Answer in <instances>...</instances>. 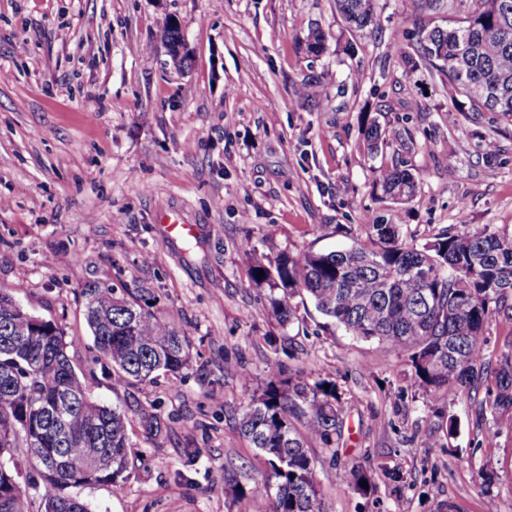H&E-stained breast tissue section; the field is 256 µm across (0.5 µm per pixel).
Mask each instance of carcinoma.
Wrapping results in <instances>:
<instances>
[{
    "mask_svg": "<svg viewBox=\"0 0 512 512\" xmlns=\"http://www.w3.org/2000/svg\"><path fill=\"white\" fill-rule=\"evenodd\" d=\"M335 7L350 29L378 30V0H335ZM405 18L414 25L401 53L410 71L437 75L460 112H495L512 121V0H407ZM164 41L173 64L185 67L179 26L166 27ZM361 136L376 154L401 133L367 116ZM374 183L399 202L414 197L419 177L395 164L378 168ZM364 226V240L348 249L287 250L267 265H252V282L269 290L271 315L287 325L294 299L307 297L348 334L407 356L418 384L448 394L474 387L485 368L490 325L512 320V236L486 224L450 229L419 247L407 241L402 224L367 214ZM82 297L94 346L112 363L114 389L188 366L191 341L181 326L105 283H89ZM486 411L495 422L486 441L512 430V353L496 368V392L479 407ZM345 412L335 382L270 373L239 421L267 465L250 492L253 512H324L309 443H338ZM127 424L124 411L90 398L59 326L30 315L0 289V512H25L16 480L19 448L35 462L28 489L41 512H91L64 490L126 480L133 448ZM105 456L108 469L97 465Z\"/></svg>",
    "mask_w": 512,
    "mask_h": 512,
    "instance_id": "1",
    "label": "carcinoma"
}]
</instances>
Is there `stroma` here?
Instances as JSON below:
<instances>
[{
    "label": "stroma",
    "instance_id": "obj_1",
    "mask_svg": "<svg viewBox=\"0 0 512 512\" xmlns=\"http://www.w3.org/2000/svg\"><path fill=\"white\" fill-rule=\"evenodd\" d=\"M380 6V32L361 35L333 0H0V289L62 328L91 397L126 410L134 444L120 485L76 489L93 512H250L233 489L260 483L265 464L238 421L274 368L332 380L346 402L338 446L309 448L325 512H512V433L486 443L492 420L478 415L492 375L474 393L422 388L407 357L327 327L311 303L280 325L250 278L275 248L352 246L368 213H401L418 245L451 227L512 234V122L449 111L439 78L398 53L413 29L400 0ZM171 18L185 69L163 39ZM315 29L317 55L304 47ZM310 82L320 96L301 94ZM368 112L411 143L368 157ZM489 137L501 145L490 165ZM395 162L421 175L401 205L373 187ZM174 221L202 242L195 259L167 235ZM91 281L145 289L190 336L189 367L113 391L85 321ZM354 465L369 492L343 481Z\"/></svg>",
    "mask_w": 512,
    "mask_h": 512
}]
</instances>
